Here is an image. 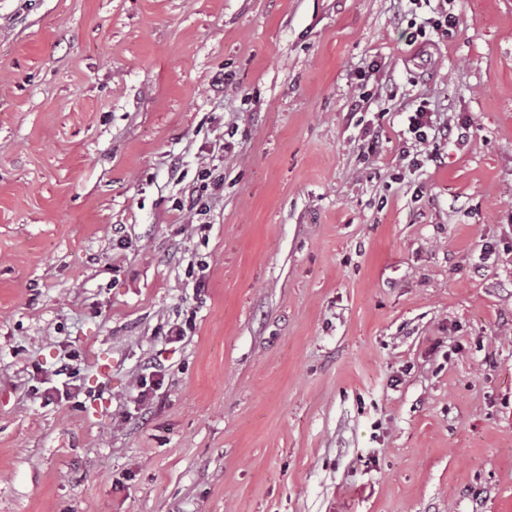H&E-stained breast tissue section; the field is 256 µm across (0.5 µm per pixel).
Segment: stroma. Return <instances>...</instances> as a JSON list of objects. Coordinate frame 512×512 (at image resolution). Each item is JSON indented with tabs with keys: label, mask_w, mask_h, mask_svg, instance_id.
Masks as SVG:
<instances>
[{
	"label": "stroma",
	"mask_w": 512,
	"mask_h": 512,
	"mask_svg": "<svg viewBox=\"0 0 512 512\" xmlns=\"http://www.w3.org/2000/svg\"><path fill=\"white\" fill-rule=\"evenodd\" d=\"M0 512H512V0H0ZM432 116V112H428L426 106L422 104L419 105L408 117L409 133L413 135L412 139H414V141L419 145H426L429 143V137L432 132L434 137L443 131L440 127L436 126Z\"/></svg>",
	"instance_id": "obj_1"
}]
</instances>
